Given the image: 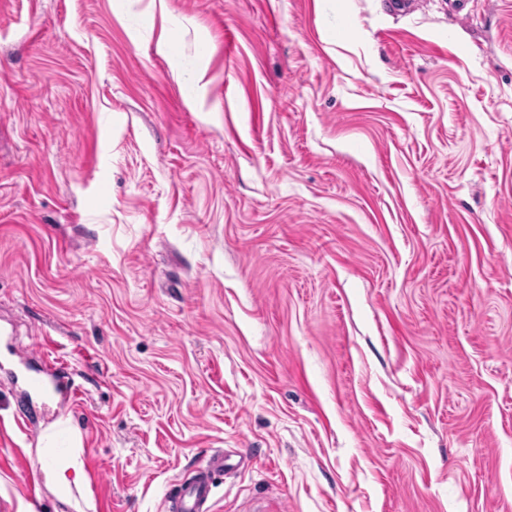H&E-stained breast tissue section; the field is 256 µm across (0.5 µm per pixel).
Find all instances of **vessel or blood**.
Here are the masks:
<instances>
[{
  "label": "vessel or blood",
  "instance_id": "obj_1",
  "mask_svg": "<svg viewBox=\"0 0 512 512\" xmlns=\"http://www.w3.org/2000/svg\"><path fill=\"white\" fill-rule=\"evenodd\" d=\"M247 464V457L236 458L227 452H213L201 461L191 478L177 483L174 494L167 499V512H210L215 478Z\"/></svg>",
  "mask_w": 512,
  "mask_h": 512
}]
</instances>
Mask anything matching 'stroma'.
<instances>
[{
    "mask_svg": "<svg viewBox=\"0 0 512 512\" xmlns=\"http://www.w3.org/2000/svg\"><path fill=\"white\" fill-rule=\"evenodd\" d=\"M167 10L0 0V507L512 512V0ZM71 448L69 458L62 462L55 461L45 453L38 456V462L48 480L60 493L65 495H70L73 487L80 488L86 483L79 455L81 438L78 433H72ZM238 457V459H233ZM248 458L241 454H230L215 451L205 457L196 468L190 479H183L176 485L173 495H170L167 512H209L214 479L224 475L230 469L244 468Z\"/></svg>",
    "mask_w": 512,
    "mask_h": 512,
    "instance_id": "obj_1",
    "label": "stroma"
}]
</instances>
